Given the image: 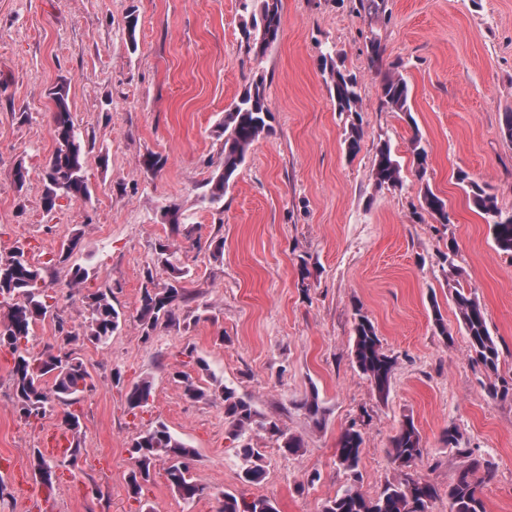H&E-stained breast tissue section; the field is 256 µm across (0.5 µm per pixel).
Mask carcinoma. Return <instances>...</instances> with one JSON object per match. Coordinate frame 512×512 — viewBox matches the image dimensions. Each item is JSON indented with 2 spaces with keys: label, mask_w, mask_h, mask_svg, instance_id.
Returning <instances> with one entry per match:
<instances>
[{
  "label": "carcinoma",
  "mask_w": 512,
  "mask_h": 512,
  "mask_svg": "<svg viewBox=\"0 0 512 512\" xmlns=\"http://www.w3.org/2000/svg\"><path fill=\"white\" fill-rule=\"evenodd\" d=\"M241 8L249 21L243 24L240 45L255 56L266 54L277 42L281 28V0H240ZM322 70L330 98L335 110L349 119L345 138L346 150L354 155L360 148L363 136L359 113L360 94L355 74L343 69L332 57H323ZM410 89L400 75L386 77L381 86L380 102L396 112H410ZM52 134L56 148L45 165L44 209L48 212L56 202L68 199H85L89 188L83 164V149L76 132L64 86L52 92ZM271 111L268 105L263 80L251 83L234 105L224 113L221 129L224 134V157L221 171L209 181L208 194L203 200L216 204L224 198L230 181L244 164L250 146L263 134L271 130ZM415 171L419 181L427 175L428 153L421 138L412 140ZM375 177L379 184L392 187L401 185L400 166L393 158L388 144L376 147L374 160ZM458 180L473 205L493 229L497 248L512 253V213L503 212L494 195L487 187L460 172ZM425 209L440 223H448V211L443 199L425 188ZM156 252L172 272L169 282L163 286L154 283L152 273L141 290L139 320L145 337H151L162 322L173 320L174 306L185 300V289L181 286L182 272L173 263L170 246L160 243ZM44 268L30 262L24 249H18L11 257L0 259V307L7 306L6 321L0 323V352L6 351L12 360L13 399L18 413L25 419L37 418L55 406H63L62 423L67 430L80 429L79 415L70 407L79 401L89 387L90 373L83 361L75 356L70 345L79 339V334L64 328L58 322L59 336L55 343L41 353L30 351L33 326L53 314L59 297L48 294L49 286L43 276ZM88 304L87 325L84 339L93 344H105L119 328L122 312L112 305V294L97 290L86 295ZM454 303L460 316L475 360L486 369L497 371L499 352L487 325L485 313L475 296L460 288L455 290ZM358 368L368 376L379 394L387 393L390 386L394 362L383 351L375 326L364 314L355 318V339L352 350ZM152 394V382L143 379L127 394L130 408L148 403ZM224 417L228 424V435L235 443L237 456L243 461L241 478L246 483H257L264 475L261 449L252 446L247 434L253 429L263 430L275 437L279 448L295 454L302 448L300 437L282 431L276 422L261 416L244 398L230 387L222 389ZM363 440L354 427L345 429L336 444V460L344 470L354 474L360 460ZM426 448L413 420H406L391 440L389 454L393 462L409 468L422 459ZM134 468L129 476L133 494L142 492L143 483L151 478L155 462L165 460V478L169 485L186 501L201 496L204 487L195 479L192 468L197 456L195 449L188 447L175 437L163 423H158L139 433L130 449ZM35 474L42 483L53 484L58 464L35 451L31 459ZM494 477L492 464L472 460L469 467L459 472L456 480L448 486L450 512H486L480 496L481 485ZM439 497L438 489L431 483L405 473L396 484H390L376 497H367L351 485L340 494L327 499L321 512H430V506ZM219 512H279L275 503L267 498L251 501L239 499L232 494L224 495Z\"/></svg>",
  "instance_id": "1"
}]
</instances>
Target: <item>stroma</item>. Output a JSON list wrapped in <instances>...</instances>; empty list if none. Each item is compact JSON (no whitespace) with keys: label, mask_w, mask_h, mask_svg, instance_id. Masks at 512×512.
Returning <instances> with one entry per match:
<instances>
[{"label":"stroma","mask_w":512,"mask_h":512,"mask_svg":"<svg viewBox=\"0 0 512 512\" xmlns=\"http://www.w3.org/2000/svg\"><path fill=\"white\" fill-rule=\"evenodd\" d=\"M245 18L239 0H0V258L21 247L31 262L51 263L46 279L60 295L57 318L35 325L32 349L53 344L59 327L82 331L85 297L96 290L111 289L124 313L107 344L73 346L91 375L74 406L82 455L77 467L57 468L42 500L30 458L62 429V413L21 419L11 358L0 353V458L22 472L0 480L4 512H218L227 493L271 499L279 512H319L349 485L373 497L399 479L389 450L409 418L426 448L411 471L441 493L432 512H449L446 491L468 461L445 442L451 426L471 458L494 466L481 488L486 512H512V253L496 247L457 182L466 172L512 213V141L502 133L512 112V0H386L379 15L359 0H282L280 37L258 58L239 46ZM372 38L381 45L376 65L366 50ZM326 54L358 79L363 137L353 156L348 121L321 69ZM395 71L410 86L406 114L380 104L383 79ZM259 78L273 130L250 147L223 200L203 203L223 159L224 112ZM60 83L90 197L48 212L50 92ZM417 135L428 151L422 182L411 152ZM380 142L400 166L401 186L373 177ZM155 158L162 167H151ZM425 183L445 200L450 223L422 209ZM169 205L182 233L163 216ZM75 236L79 246L61 259ZM452 240L457 253L447 264ZM161 242L174 251L189 298L147 340L141 290L146 278L160 285L171 277L157 261ZM76 266L89 276L67 287ZM459 286L484 309L499 348L496 371L473 358L452 300ZM436 307L452 341L434 332ZM359 311L394 361L383 396L351 354ZM200 358L208 371L197 367ZM184 373L207 389L205 399L184 395ZM145 378L152 395L130 408L126 396ZM493 384L508 396H492ZM224 385L303 441L287 454L251 431L264 454L260 482L240 478L242 461L225 434ZM312 397L317 421L302 406ZM158 422L197 451L204 493L194 501L171 489L161 462L141 495L130 490L131 441ZM352 425L363 438L353 474L336 461V441Z\"/></svg>","instance_id":"stroma-1"}]
</instances>
